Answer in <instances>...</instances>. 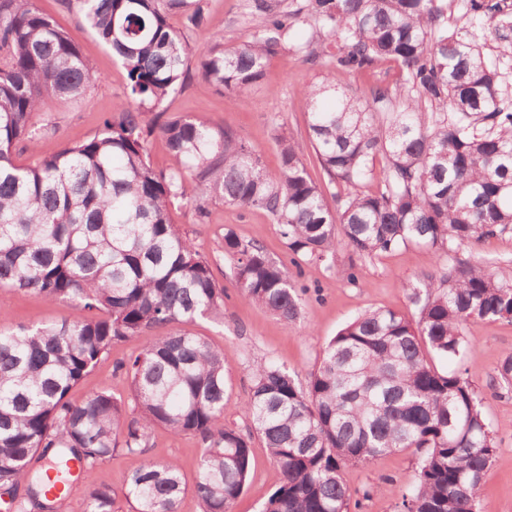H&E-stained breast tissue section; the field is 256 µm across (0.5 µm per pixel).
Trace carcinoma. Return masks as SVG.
<instances>
[{"mask_svg": "<svg viewBox=\"0 0 512 512\" xmlns=\"http://www.w3.org/2000/svg\"><path fill=\"white\" fill-rule=\"evenodd\" d=\"M453 2L301 0L282 16L254 0L259 21L245 41L208 38L198 75L242 104L272 55L308 46L292 34L302 17L336 49L333 68H393L394 81L361 97L339 92L330 70L299 90L327 178L318 183L286 137L273 174L233 128L159 111L191 74L185 31H206L204 0H63L126 70L128 105L105 113L87 140L17 164L20 144L37 150V116L81 99L94 74L37 0H0V287L88 312L0 331V490L11 512H69L70 490L50 494L40 461H74L87 474L118 449L144 453L157 427L197 437L198 468L188 483L175 461H147L125 479L131 512H177L188 490L201 512H231L254 432L283 475L261 512H349L343 467L408 449L419 470L400 512H477L493 432L475 386L432 359L459 355L472 321L512 320V284L458 257L512 232V85L467 30L486 28L512 49V0H467L462 26L451 24ZM156 132L174 158L167 170L149 161ZM377 171L380 188L369 192ZM188 199L198 222L217 201L265 211L297 267L328 260L341 242L359 258L425 245L446 265L407 286L413 313L366 310L339 330L307 386L256 363L244 434L224 424L227 354L189 329L224 318V288L177 225ZM223 249L243 299L287 323L299 317L286 264L231 231ZM146 330L159 334L115 365L128 398L72 400L113 345ZM115 504L111 487L95 486L85 512Z\"/></svg>", "mask_w": 512, "mask_h": 512, "instance_id": "obj_1", "label": "carcinoma"}]
</instances>
